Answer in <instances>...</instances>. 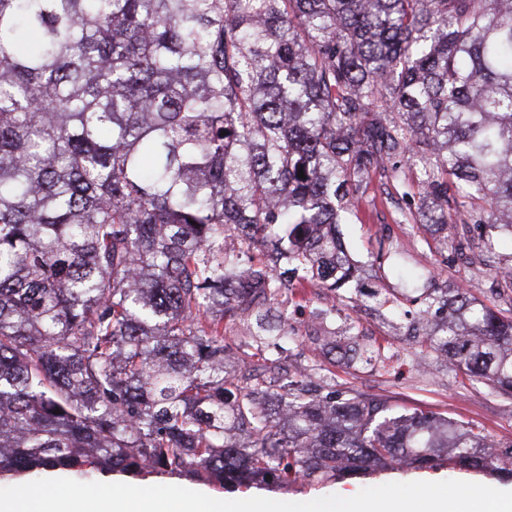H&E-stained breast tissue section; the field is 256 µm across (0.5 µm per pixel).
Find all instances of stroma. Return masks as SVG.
Masks as SVG:
<instances>
[{
    "instance_id": "stroma-1",
    "label": "stroma",
    "mask_w": 512,
    "mask_h": 512,
    "mask_svg": "<svg viewBox=\"0 0 512 512\" xmlns=\"http://www.w3.org/2000/svg\"><path fill=\"white\" fill-rule=\"evenodd\" d=\"M351 223L341 225L349 255L366 270L365 295L337 304L326 289L294 290L279 313L301 334L285 354L290 369L322 365L325 375L340 389H354L386 398L399 411H433L482 430L493 442L512 443V398L495 393L484 380L448 368L442 361L418 363V346L410 336L403 313L412 309L417 288H457L468 291L488 306H501L512 297L495 271L482 261L479 250L436 249L425 244L417 220L404 219L403 211L416 208L418 200L387 199L377 183L357 195ZM336 308L327 329L353 319L366 342L381 349L386 362L372 366H346L340 357L326 353L304 336L321 310ZM91 482H124L136 486L177 485L220 500L264 497L284 502L358 493L390 482L457 480L512 491V475L490 474L478 469L434 468L378 469L330 482L299 481L289 485L244 481L232 486L203 483L178 474L157 471L125 473L91 467Z\"/></svg>"
}]
</instances>
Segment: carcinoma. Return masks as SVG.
<instances>
[{"instance_id":"carcinoma-1","label":"carcinoma","mask_w":512,"mask_h":512,"mask_svg":"<svg viewBox=\"0 0 512 512\" xmlns=\"http://www.w3.org/2000/svg\"><path fill=\"white\" fill-rule=\"evenodd\" d=\"M415 160L426 233L512 237V0H0V476L509 470L473 426L282 373L275 306L359 277L336 225ZM419 301L420 343L512 397V308ZM355 328L311 341L370 364Z\"/></svg>"}]
</instances>
